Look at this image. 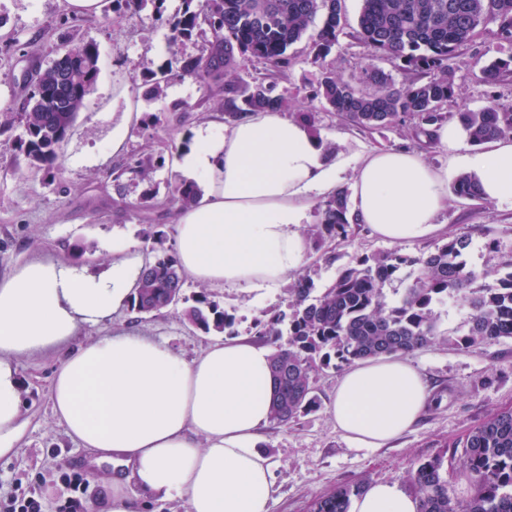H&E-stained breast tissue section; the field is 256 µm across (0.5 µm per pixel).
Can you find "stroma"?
Wrapping results in <instances>:
<instances>
[{"label": "stroma", "mask_w": 512, "mask_h": 512, "mask_svg": "<svg viewBox=\"0 0 512 512\" xmlns=\"http://www.w3.org/2000/svg\"><path fill=\"white\" fill-rule=\"evenodd\" d=\"M344 32L332 52L313 60L315 29L288 50L290 65L285 76L274 67L251 60L240 61L232 73L233 83L244 85L272 81L277 93L293 109L319 113V136L333 142L337 151L353 155L372 150L417 149L411 123L375 132L347 124L331 114L314 91L323 72L332 71L355 88H365V70H384L394 81L405 74L397 61L370 56L353 39L362 0H342ZM183 0H131L128 7L113 12L111 0H101L99 14L69 17L64 0H0V112H21L20 83L24 69L49 64L71 43L91 41L100 51V72L87 97L86 106L62 150L61 166L49 178L29 172L17 149L21 127L0 133V272L34 258L71 263L73 244L89 248L82 267L102 270L112 257V248L134 244L145 259H152L155 246L172 248L175 208L171 193L182 179L172 161L193 129L204 118L220 113L224 95L203 77L181 76L185 60L206 55L211 33L197 31L190 39L170 44L164 18L181 11ZM512 57V44L499 41L486 29L464 46L455 60L456 95L447 109L477 110L489 103L512 106V74L498 83L482 79V70L500 59ZM165 70L170 80L161 96L146 95L152 73ZM125 124L122 154L112 152V132ZM152 158L157 166L150 179L128 171L138 158ZM153 196L154 210L141 208L145 196ZM440 237L468 234L472 245L468 262L486 285H496L499 252H512V205L489 200L463 201L449 196L441 214ZM491 228L500 244L490 252L483 228ZM438 236V237H439ZM436 239V238H435ZM434 238L400 243L370 235L367 227L355 225L351 236L335 244V263H326L311 252L299 273L317 286L332 282L340 266L354 257L391 249L416 256L432 250ZM211 294L224 310L237 318V335L253 333L255 318L264 311L287 304L285 288L264 298L244 288H215ZM128 332L166 343L185 358L196 357L213 335L187 323L181 306L144 315L124 310L94 327H81L71 343L31 358L16 360L15 368L26 422L18 454L0 460V499L36 495L43 512H57L68 491L63 474L87 478L83 503L104 504L111 494L100 471L88 465L83 448L67 436L55 418L51 381L71 345L97 336ZM430 387L431 398L419 421L405 434L381 448H354L337 431L329 406L341 377L329 368L320 373L315 387L318 407L285 426H269L263 449L276 466L277 494L271 512H310L314 499L337 487L357 482H390L412 491L409 472L418 461L450 456L447 444L481 423L491 412L512 407V339L503 338L467 349L442 343L407 355Z\"/></svg>", "instance_id": "35a3bbf8"}]
</instances>
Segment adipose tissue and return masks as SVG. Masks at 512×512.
Here are the masks:
<instances>
[{
	"instance_id": "1",
	"label": "adipose tissue",
	"mask_w": 512,
	"mask_h": 512,
	"mask_svg": "<svg viewBox=\"0 0 512 512\" xmlns=\"http://www.w3.org/2000/svg\"><path fill=\"white\" fill-rule=\"evenodd\" d=\"M432 134L448 153L439 167L407 149L327 152L305 124L277 110L198 126L174 160L178 171L202 179L197 202L176 211L185 274L213 287H279L307 259L302 227L316 202L343 187L358 223L393 242L435 232L459 173L474 177L485 199L512 204V140L471 149L456 122ZM141 268L127 245L113 247L99 275L41 258L0 275V459L17 454L26 426L15 360L123 309ZM272 353L238 337L187 359L129 333L73 348L54 372L52 409L80 447L124 468L106 512H140L148 501L177 498L188 512H270L275 467L261 444L274 394ZM428 398L423 376L403 357H387L345 372L330 413L351 446L379 448L417 422ZM418 510L415 496L383 482L349 505V512Z\"/></svg>"
}]
</instances>
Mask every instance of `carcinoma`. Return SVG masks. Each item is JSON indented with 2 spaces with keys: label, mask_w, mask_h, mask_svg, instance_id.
Wrapping results in <instances>:
<instances>
[{
  "label": "carcinoma",
  "mask_w": 512,
  "mask_h": 512,
  "mask_svg": "<svg viewBox=\"0 0 512 512\" xmlns=\"http://www.w3.org/2000/svg\"><path fill=\"white\" fill-rule=\"evenodd\" d=\"M358 29L353 32L368 50L404 62L407 78L395 83L376 68L366 70L368 88L358 90L327 73L316 96L343 121L381 132L403 117L415 120L414 137L431 138L430 127L444 119L443 109L455 95L453 60L480 28L494 24L500 39L512 42V0H362ZM185 8L166 19L173 41L192 37L201 26L213 36L207 55L190 59L183 74L210 78L224 84V121L247 112L288 109L275 94V84L259 82L245 89L224 76L240 59L251 58L277 68L288 67L287 50L300 41L316 17H322L315 42V57L328 55L342 33L341 0H184ZM99 50L81 42L66 50L63 65H51L38 79L41 94H32L26 109L0 115V127L19 123L22 151L28 167L54 175L61 150L85 105L88 89L99 75ZM453 117L474 146L512 136V109L492 104L479 110L461 109ZM456 197L479 201L478 185L461 175L453 183ZM199 188L182 181L172 202L188 207ZM318 222L309 226L307 241L316 249L349 237L353 223L345 190L322 201ZM470 238L453 235L418 256L389 251L360 256L323 288L301 277L288 288L287 309L255 322V336L275 345L272 374L275 391L270 409L272 423L286 426L318 406L315 381L319 372L340 369L359 361L402 355L441 340L469 348L491 340L512 339V254L502 260L505 270L494 288H476L479 275L467 260ZM404 266L414 268L402 288L387 287L398 280ZM187 281L177 254L157 251L147 262L131 296L130 308L140 314L159 312L183 300ZM455 294L470 310L461 335L439 330L434 305ZM184 319L205 333L234 334L235 318L202 291ZM288 326V345L276 341ZM451 447L462 449L463 468L473 492L468 500H454L448 489V467L441 457L418 461L410 480L420 501V512H512V408L497 410ZM366 483L336 488L317 498L312 512H348L351 497Z\"/></svg>",
  "instance_id": "cac0c4a2"
}]
</instances>
